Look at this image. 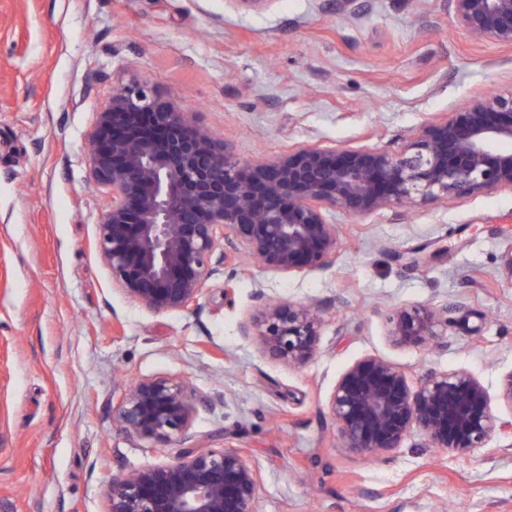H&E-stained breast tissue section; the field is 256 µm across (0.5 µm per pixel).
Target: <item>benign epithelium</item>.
<instances>
[{"label": "benign epithelium", "mask_w": 512, "mask_h": 512, "mask_svg": "<svg viewBox=\"0 0 512 512\" xmlns=\"http://www.w3.org/2000/svg\"><path fill=\"white\" fill-rule=\"evenodd\" d=\"M478 42L512 47V0H448ZM91 177L109 194L96 225L112 285L153 313L192 312L212 259H256L272 273L316 271L336 255L328 211L363 217L448 198L512 191V94H488L432 121L396 150L303 147L243 166L184 107L133 82L112 94L91 133ZM319 306L263 303L241 324L262 351L293 367L316 355ZM400 346L442 347L448 306L410 304L388 314ZM212 397L185 381L141 379L113 415L131 436L180 451L165 465L112 473L107 512H257L259 472L233 448L193 443L200 406ZM342 446L377 459L415 433L421 448L465 455L506 429L482 382L464 369L411 378L376 356L350 365L328 401Z\"/></svg>", "instance_id": "1"}]
</instances>
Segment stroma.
<instances>
[{"instance_id": "stroma-1", "label": "stroma", "mask_w": 512, "mask_h": 512, "mask_svg": "<svg viewBox=\"0 0 512 512\" xmlns=\"http://www.w3.org/2000/svg\"><path fill=\"white\" fill-rule=\"evenodd\" d=\"M151 84L245 166L305 146L399 149L428 121L512 92V49L476 42L448 0H0V512H106L113 470L175 446L113 420L126 386L184 378L214 395L198 446L260 473L257 512H512V437L458 456L412 437L348 452L328 400L366 356L418 376L464 368L490 395L512 372V191L338 224L333 264L273 274L231 263L195 313H151L112 284L95 247L108 199L89 136L115 89ZM429 244L435 257L413 267ZM325 310L305 367L266 356L241 323L259 295ZM448 306V345H396L397 305Z\"/></svg>"}]
</instances>
